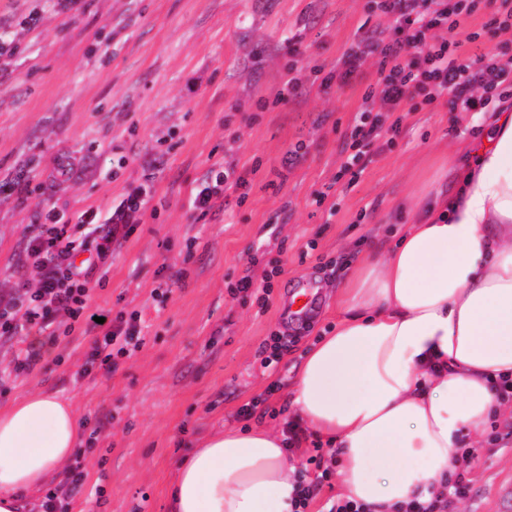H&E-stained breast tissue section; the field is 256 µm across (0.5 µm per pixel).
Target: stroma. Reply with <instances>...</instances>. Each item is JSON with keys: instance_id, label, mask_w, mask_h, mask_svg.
Returning a JSON list of instances; mask_svg holds the SVG:
<instances>
[{"instance_id": "35a3bbf8", "label": "stroma", "mask_w": 512, "mask_h": 512, "mask_svg": "<svg viewBox=\"0 0 512 512\" xmlns=\"http://www.w3.org/2000/svg\"><path fill=\"white\" fill-rule=\"evenodd\" d=\"M495 0L458 29L461 51L495 52L512 30L482 29ZM395 34L373 0H0V33L21 51L0 56V289L29 278L23 242L48 204L101 221L140 188L152 199L108 260L91 309L136 311L141 343L111 374L80 376L92 336H60L36 368L15 374L21 340L0 345V407L44 390L70 402L83 433L106 426L83 455L87 476L69 512H168L178 460L208 433L238 426L264 400L263 422L286 420L284 397L302 354L336 323V281L371 248L395 242L450 188L439 165L477 139L476 113L448 103L406 113L392 144L354 160L351 132L364 87L309 85L278 101L290 61L336 70L371 30ZM478 33L468 41L469 33ZM269 102L258 111V102ZM301 156L284 167L288 150ZM236 165L244 184L209 213L191 210L210 170ZM278 268L267 306L231 295L240 277ZM308 279L319 299L305 322L283 315ZM165 287V296L153 293ZM288 343L262 368L273 337ZM480 443L470 492L448 512H501L512 486V420Z\"/></svg>"}]
</instances>
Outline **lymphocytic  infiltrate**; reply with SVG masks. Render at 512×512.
<instances>
[{
  "mask_svg": "<svg viewBox=\"0 0 512 512\" xmlns=\"http://www.w3.org/2000/svg\"><path fill=\"white\" fill-rule=\"evenodd\" d=\"M377 8L391 18L395 39L384 44L368 35L352 43L336 72L337 80L348 85L361 77L366 61L374 63L375 79L364 91L365 107L351 135L358 158H365L381 137L383 115L405 111L411 101L432 107L444 97L453 111L481 112L512 89L511 56L478 65L460 54L456 18L469 14L465 0H431L427 5L422 0H378ZM241 184L234 164L211 170L205 185L193 192L192 206L210 210L226 191ZM149 201L143 191L129 195L105 224L97 223L94 210L81 212L82 224L91 225L95 235V259L88 263L76 260L80 248L69 236L68 219L56 208H44L24 249L33 281L20 282L0 294V341L33 330L45 333L60 321L70 329L79 324L96 335L85 369L98 364L115 371L119 358L128 355L141 333L140 315L120 312L97 323L88 305L90 291L103 286V279L94 276L97 266L111 258L113 245L126 238L128 225L147 209ZM474 458L470 448L454 454L447 495L411 501L405 512H446L449 497L466 498Z\"/></svg>",
  "mask_w": 512,
  "mask_h": 512,
  "instance_id": "lymphocytic-infiltrate-1",
  "label": "lymphocytic infiltrate"
}]
</instances>
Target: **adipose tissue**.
<instances>
[{
	"mask_svg": "<svg viewBox=\"0 0 512 512\" xmlns=\"http://www.w3.org/2000/svg\"><path fill=\"white\" fill-rule=\"evenodd\" d=\"M461 146L455 187L390 248L352 264L339 319L305 351L290 406L328 440L343 497L404 512L445 492L453 453L486 432L512 379V104ZM58 394L0 408V512H20L73 456ZM297 481L267 425L204 437L176 466L170 512H292Z\"/></svg>",
	"mask_w": 512,
	"mask_h": 512,
	"instance_id": "ef3b65f1",
	"label": "adipose tissue"
}]
</instances>
